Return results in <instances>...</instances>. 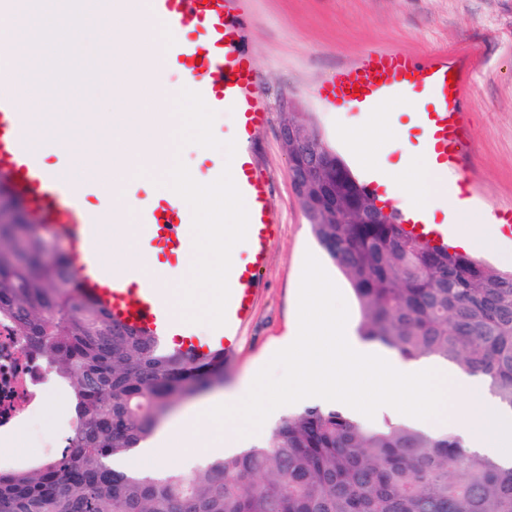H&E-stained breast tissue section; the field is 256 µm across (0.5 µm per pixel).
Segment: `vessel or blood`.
Masks as SVG:
<instances>
[{
  "label": "vessel or blood",
  "instance_id": "b4317fda",
  "mask_svg": "<svg viewBox=\"0 0 512 512\" xmlns=\"http://www.w3.org/2000/svg\"><path fill=\"white\" fill-rule=\"evenodd\" d=\"M25 0H0V35L8 36L0 48V69L20 67L28 46L13 22ZM246 0H144V10L155 25L153 34L111 44L119 54L138 56L142 64L161 59L177 70L187 89L201 94L214 112L235 113L238 133L250 139L270 119V111L257 93L258 70L254 57L241 44ZM465 59L434 53L420 58L395 47H375L356 61L339 66L316 92L330 107L346 105L371 111L378 103L410 94L421 98L424 145L457 179L449 193L464 191L468 179L462 165L466 125ZM360 87L352 96V87ZM28 105L13 92L0 90V183H7L38 223L51 225L69 251L87 295L115 318L150 330L164 340L179 339L182 325L168 298L145 266L168 273L193 258V216L187 202L165 191L148 197L128 190V203L84 205L82 193L72 188L60 169L49 167L44 149L28 120ZM232 177L248 210L251 234L242 261L231 264L226 323L217 340L197 345L187 341L184 350L196 353H232L249 321L261 286V271L280 228L268 209L269 185L242 157L231 164L208 161L204 183L216 180L224 168ZM135 221L139 226L142 261L117 269L103 258L101 227ZM404 229L423 243L447 245L449 229L428 223L421 213H402Z\"/></svg>",
  "mask_w": 512,
  "mask_h": 512
}]
</instances>
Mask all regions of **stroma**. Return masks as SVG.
Returning a JSON list of instances; mask_svg holds the SVG:
<instances>
[{"instance_id": "1", "label": "stroma", "mask_w": 512, "mask_h": 512, "mask_svg": "<svg viewBox=\"0 0 512 512\" xmlns=\"http://www.w3.org/2000/svg\"><path fill=\"white\" fill-rule=\"evenodd\" d=\"M242 40L258 63V92L271 111L268 127L247 149L256 168L272 181L270 206L280 233L269 252L265 287L253 315L224 363V382L204 392L207 400L254 380L272 358L274 343L292 329L306 253L327 259L293 192L281 131L288 120L284 105L295 102L348 168H355L358 161L342 133L361 128L367 113L332 110L315 94L336 67L353 62L367 48L391 44L418 57L465 55L470 68L465 170L475 221L512 209V0H248ZM45 65L57 85L48 111L110 120L112 86L85 68L80 47H57ZM382 115L405 127L407 138L397 145L377 144L365 162L396 165L422 151L415 112L390 103ZM71 421L67 392L51 387L35 420L41 439L28 448V456L55 453L53 438L69 431Z\"/></svg>"}]
</instances>
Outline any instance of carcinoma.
I'll list each match as a JSON object with an SVG mask.
<instances>
[{
	"mask_svg": "<svg viewBox=\"0 0 512 512\" xmlns=\"http://www.w3.org/2000/svg\"><path fill=\"white\" fill-rule=\"evenodd\" d=\"M336 219L311 232L351 286L360 333L408 359L434 357L489 380L512 407V271L429 250L375 208L340 157ZM31 228L0 231V317L67 385L75 424L59 453L0 470V512H512V465L447 434L334 407L280 419L260 444L198 471L112 468L178 401L224 376V356L190 358L86 300L67 259L43 267Z\"/></svg>",
	"mask_w": 512,
	"mask_h": 512,
	"instance_id": "obj_1",
	"label": "carcinoma"
}]
</instances>
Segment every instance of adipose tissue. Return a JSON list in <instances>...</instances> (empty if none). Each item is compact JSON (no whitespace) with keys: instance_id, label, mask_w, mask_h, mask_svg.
<instances>
[{"instance_id":"adipose-tissue-1","label":"adipose tissue","mask_w":512,"mask_h":512,"mask_svg":"<svg viewBox=\"0 0 512 512\" xmlns=\"http://www.w3.org/2000/svg\"><path fill=\"white\" fill-rule=\"evenodd\" d=\"M69 14L72 26L56 31L55 19ZM109 20L104 12H88L83 0H27L25 13L18 20L19 29L30 45L48 46L51 40L72 41L74 31L89 25H101ZM366 173L382 187V201H391L404 211H421L427 217L442 213L452 227L455 244L462 249L483 247L489 250L499 245L500 234L495 225L476 228L469 202L447 198V187L437 177L428 152L389 167H367Z\"/></svg>"}]
</instances>
